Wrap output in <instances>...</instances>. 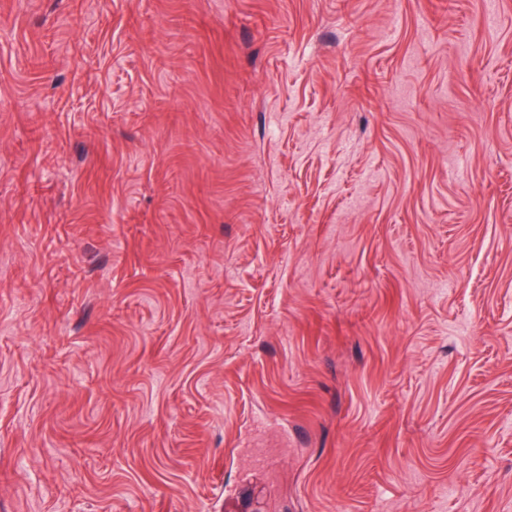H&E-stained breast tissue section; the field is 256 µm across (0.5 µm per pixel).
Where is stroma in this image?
<instances>
[{
	"label": "stroma",
	"mask_w": 512,
	"mask_h": 512,
	"mask_svg": "<svg viewBox=\"0 0 512 512\" xmlns=\"http://www.w3.org/2000/svg\"><path fill=\"white\" fill-rule=\"evenodd\" d=\"M0 512H512V0H0Z\"/></svg>",
	"instance_id": "35a3bbf8"
}]
</instances>
